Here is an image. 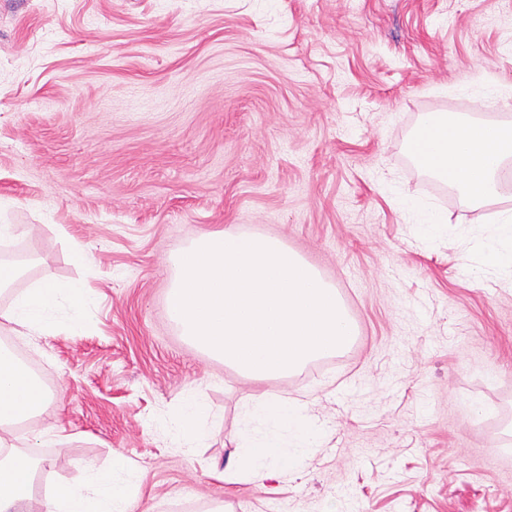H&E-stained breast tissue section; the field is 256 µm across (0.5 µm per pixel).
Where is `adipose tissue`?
I'll use <instances>...</instances> for the list:
<instances>
[{"instance_id":"1","label":"adipose tissue","mask_w":512,"mask_h":512,"mask_svg":"<svg viewBox=\"0 0 512 512\" xmlns=\"http://www.w3.org/2000/svg\"><path fill=\"white\" fill-rule=\"evenodd\" d=\"M412 148L425 168L443 175L470 198L512 199V183L496 180L501 163L512 156L511 122H465L428 114ZM465 236L482 245L479 273L512 275V211L497 224H471ZM92 299L79 285L39 281L15 297L0 314L17 336H45L68 327L79 333ZM48 394L28 372L0 352V512H131L134 494L145 471L128 460L113 461L111 470L87 466L77 487L59 486L35 501L34 470L14 443L13 426L41 410ZM319 437L306 405L286 397L249 396L243 403L242 425L229 464L212 470L227 485H265L284 481L310 455Z\"/></svg>"}]
</instances>
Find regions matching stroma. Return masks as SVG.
<instances>
[{
	"label": "stroma",
	"mask_w": 512,
	"mask_h": 512,
	"mask_svg": "<svg viewBox=\"0 0 512 512\" xmlns=\"http://www.w3.org/2000/svg\"><path fill=\"white\" fill-rule=\"evenodd\" d=\"M435 112L512 121V0H0V221L26 229L0 259H36L0 312L46 278L94 300L81 333L17 340L54 384L18 440L34 495L120 456L147 472L132 512H512V279L462 234L501 208L417 164ZM404 197L452 233L421 238ZM224 229L335 288L357 336L331 370L254 382L170 321L178 255ZM252 393L323 437L287 481L228 486ZM199 404L192 396H187L180 411L173 421V428L177 435L185 439H193L199 433L197 417Z\"/></svg>",
	"instance_id": "stroma-1"
}]
</instances>
